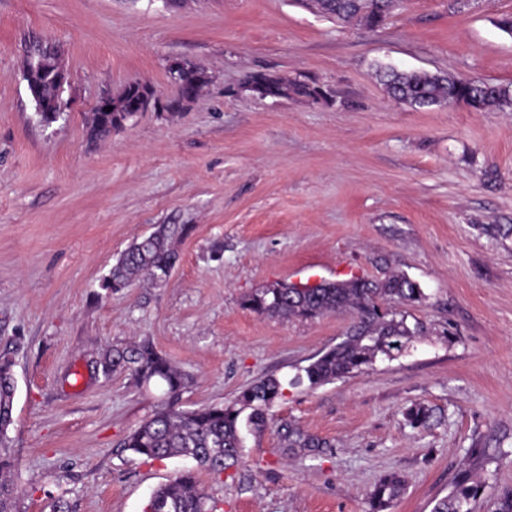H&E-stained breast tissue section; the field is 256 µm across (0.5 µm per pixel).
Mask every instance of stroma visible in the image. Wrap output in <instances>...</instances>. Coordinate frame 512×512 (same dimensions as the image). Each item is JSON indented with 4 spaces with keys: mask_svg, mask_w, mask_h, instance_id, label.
<instances>
[{
    "mask_svg": "<svg viewBox=\"0 0 512 512\" xmlns=\"http://www.w3.org/2000/svg\"><path fill=\"white\" fill-rule=\"evenodd\" d=\"M512 0H396L382 26L336 22L300 0H0V354L17 394L8 444L20 512H143L191 460H148L121 440L164 399L161 384L97 373L104 351L147 340L189 374L179 405H221L266 376L285 381L240 466L198 478L217 512H365L381 475L390 512H432L468 450L472 512L512 486V110L390 98L376 65L512 86ZM65 49L73 110L41 125L22 79L25 38ZM210 82L180 112L147 111L86 137L104 90L175 95L167 65ZM264 73L325 96L263 98ZM169 224L166 281L101 286L134 242ZM405 274L423 339L373 369L311 389L297 368L351 319L260 315L280 282ZM436 410L425 431L414 403ZM288 421L332 442L281 454ZM404 489V481L398 475L380 477L368 495V512H388Z\"/></svg>",
    "mask_w": 512,
    "mask_h": 512,
    "instance_id": "obj_1",
    "label": "stroma"
}]
</instances>
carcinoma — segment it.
<instances>
[{"mask_svg": "<svg viewBox=\"0 0 512 512\" xmlns=\"http://www.w3.org/2000/svg\"><path fill=\"white\" fill-rule=\"evenodd\" d=\"M318 11L338 21L358 20L372 26V13L389 14L394 0H310ZM58 46L38 37L26 41L23 66L37 68L38 62ZM376 76L388 94L412 106H439L460 100L471 101L477 111H504L512 108V89L497 84L456 78L427 71L397 72L392 67L376 68ZM282 96L311 97L316 87L299 81L269 77ZM183 88L202 93L209 77L201 66L182 70ZM125 112H103L89 117L87 138L91 142L105 139L123 127ZM172 231L161 227L139 242L133 243L116 261L101 287L126 288L144 276L154 278L172 270L178 254L169 239ZM417 285L403 274H391L382 280L352 277L341 281H323L314 286L277 283L262 288L245 299V306L262 315L286 318H312L327 313H347L352 319L349 331L334 346L320 352L299 370L290 384H307L316 388L348 375L370 370L377 356L393 358L402 353L412 339L423 335L420 323L409 325L407 316L384 305L395 301L410 305L422 300ZM98 363L130 370L134 378L148 384L157 379L165 383L168 401L149 419L129 433L121 446L150 460L186 457L214 473L231 469L242 458L245 433L259 431L267 425L268 411L283 396L279 378L269 375L242 388L235 398L221 406L184 410L176 406L179 395L191 384V377L176 368L149 341L131 348H114L102 354ZM15 387L11 362L0 358V512H19V486L13 473L5 433L13 423ZM408 424L428 429L433 411L418 403L407 408ZM333 447L325 439L312 435L300 426H282L283 454L320 455ZM404 492V481L396 474L378 479L368 495V512H389ZM480 492L472 475L459 473L447 496L436 501L433 512H470V504ZM155 512H213L210 498L201 488L194 471L179 473L172 481L153 491Z\"/></svg>", "mask_w": 512, "mask_h": 512, "instance_id": "1", "label": "carcinoma"}]
</instances>
